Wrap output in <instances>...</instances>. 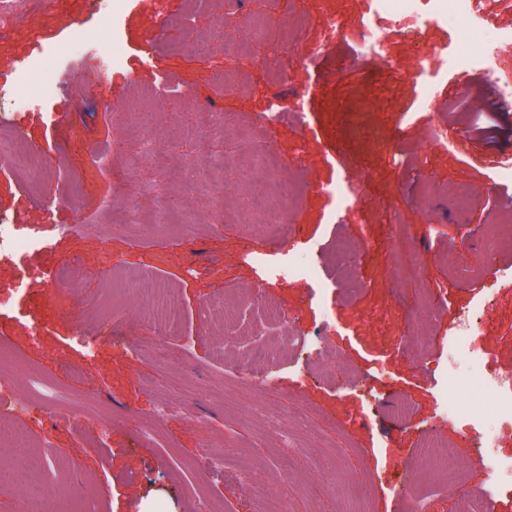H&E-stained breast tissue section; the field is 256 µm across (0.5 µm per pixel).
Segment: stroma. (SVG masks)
<instances>
[{
    "label": "stroma",
    "instance_id": "obj_1",
    "mask_svg": "<svg viewBox=\"0 0 512 512\" xmlns=\"http://www.w3.org/2000/svg\"><path fill=\"white\" fill-rule=\"evenodd\" d=\"M185 0H47L21 12L0 39V83H13L19 61L60 48L44 80L57 95L36 108L10 107L0 128V219L37 224L49 252L0 262V377L25 411L0 414V427L24 439L45 464L32 480L56 512H406L399 489L435 431L456 450L458 479L478 492L484 473L464 422L441 415L446 383L462 386L459 406L483 412L482 431L512 456V435H498L477 380L512 372V288L499 271L512 266V197L502 194L492 161L512 153V115L478 134L479 81L423 76L422 55L449 51L459 20L431 16L384 25L386 60L359 56L371 0H200L178 24ZM275 31L277 55L237 59L221 50L189 54L182 44L227 28L252 39L258 19ZM335 25L337 38L324 32ZM87 42L70 52L73 29ZM119 61L104 68L100 59ZM437 97L424 106L425 94ZM291 113L267 118L270 102ZM224 118V134L196 150V114ZM150 113L156 150L145 153L136 115ZM469 131L466 150L430 141L435 128ZM107 153L104 167L90 156ZM274 154L275 172L301 195L284 206L279 237L245 202L255 158ZM46 160L37 180L28 155ZM234 159L237 178L223 196L210 191L215 167ZM354 179L352 206L326 186ZM471 203L457 210L454 197ZM135 207L145 223L112 222ZM407 230L410 249L392 238ZM353 255L363 286L348 294L329 262L337 239ZM322 265L324 287L276 277L282 259ZM67 270L69 281L19 294L18 268ZM164 282L181 301L178 327L148 322L132 284ZM285 310L268 321L264 304ZM479 307L482 330L470 344L479 363L448 360V333L463 310ZM252 318H244L243 310ZM273 335L252 344L255 326ZM305 342L283 343L287 332ZM279 346L278 363L265 352ZM61 395L73 429L50 419L44 387ZM406 397L415 412L394 420L389 403ZM112 430L93 438L97 420ZM223 451L224 466L211 455ZM252 467L255 493L225 476Z\"/></svg>",
    "mask_w": 512,
    "mask_h": 512
}]
</instances>
